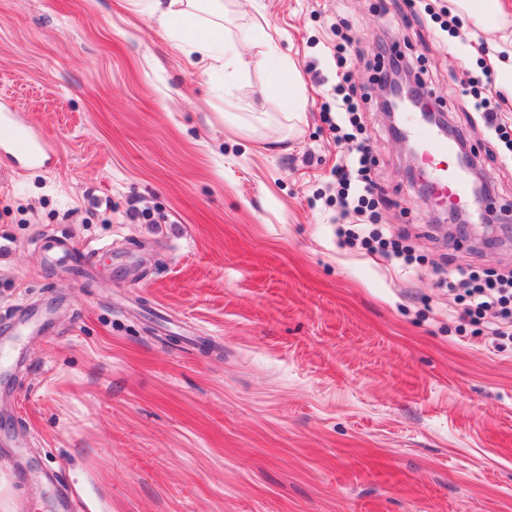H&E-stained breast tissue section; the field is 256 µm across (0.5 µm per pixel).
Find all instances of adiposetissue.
I'll return each instance as SVG.
<instances>
[{
	"mask_svg": "<svg viewBox=\"0 0 512 512\" xmlns=\"http://www.w3.org/2000/svg\"><path fill=\"white\" fill-rule=\"evenodd\" d=\"M166 33L195 45L204 59V76L221 70L228 75H239L249 69L266 68L272 55V38L262 25L250 23L247 33L260 45L259 55L251 61L233 54L224 45V0H211L210 18L197 15L198 0H149ZM449 11L468 20L494 39L497 52L496 82L512 91V0H448Z\"/></svg>",
	"mask_w": 512,
	"mask_h": 512,
	"instance_id": "ef3b65f1",
	"label": "adipose tissue"
}]
</instances>
